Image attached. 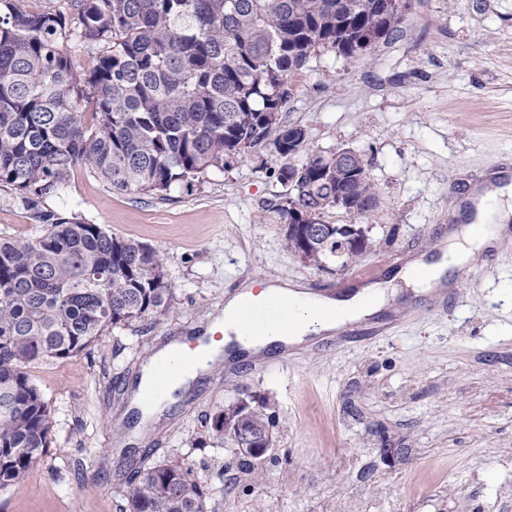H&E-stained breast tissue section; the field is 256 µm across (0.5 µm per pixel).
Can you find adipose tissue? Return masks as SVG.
<instances>
[{
  "label": "adipose tissue",
  "instance_id": "1",
  "mask_svg": "<svg viewBox=\"0 0 512 512\" xmlns=\"http://www.w3.org/2000/svg\"><path fill=\"white\" fill-rule=\"evenodd\" d=\"M472 192L475 196L476 219L482 226L480 233H473L468 227L459 232H450L448 247L440 260L429 263L416 259L404 267L399 278L406 287L419 293L440 288L452 268L463 265L499 241L506 224L512 221V187L476 185ZM389 288V283H376L348 296L334 298L310 294L296 282H266L265 295L281 296L288 300L294 329L287 336L267 327L246 330L237 338L238 348L255 356L267 353L274 344L287 347L306 344L345 324L367 319L388 308ZM319 308L335 310L336 315L331 319H317L314 312Z\"/></svg>",
  "mask_w": 512,
  "mask_h": 512
}]
</instances>
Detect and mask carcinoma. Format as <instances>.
I'll return each instance as SVG.
<instances>
[{"mask_svg": "<svg viewBox=\"0 0 512 512\" xmlns=\"http://www.w3.org/2000/svg\"><path fill=\"white\" fill-rule=\"evenodd\" d=\"M400 2L60 0L36 10L0 0V185L49 225L33 242L0 241V489L51 443L48 404L24 367L163 315L171 295L158 250L42 203L80 167L114 190L163 194L270 144L284 160L287 248L326 269L351 266L368 245L336 242V225L320 219L379 207L367 164L316 153L292 163L305 132L281 112L291 77L318 52L365 57L399 31ZM92 45L103 51L86 68L76 50ZM252 409L253 432L272 437L274 416ZM124 497L125 512H208L178 460L136 468Z\"/></svg>", "mask_w": 512, "mask_h": 512, "instance_id": "obj_1", "label": "carcinoma"}]
</instances>
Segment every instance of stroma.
<instances>
[{
  "label": "stroma",
  "mask_w": 512,
  "mask_h": 512,
  "mask_svg": "<svg viewBox=\"0 0 512 512\" xmlns=\"http://www.w3.org/2000/svg\"><path fill=\"white\" fill-rule=\"evenodd\" d=\"M292 85L282 120L306 133L296 161L351 148L368 162L380 207L360 219L331 209L323 221L367 229L373 246L356 269L389 280L442 252L453 191L512 153V0H414L393 40L361 60L321 51ZM281 164L262 146L161 196L78 169L65 196L43 203L160 251L172 293L165 315L28 365L51 411V446L0 491V512H122L126 462L170 459L206 487L209 512H512V247L472 260L455 307L295 350L284 368L215 367L161 420L131 424L149 354L200 335L244 282L358 288L353 271L319 270L287 248ZM47 229L0 187V240ZM250 397L276 426L266 459L245 471L212 418Z\"/></svg>",
  "instance_id": "obj_1"
}]
</instances>
